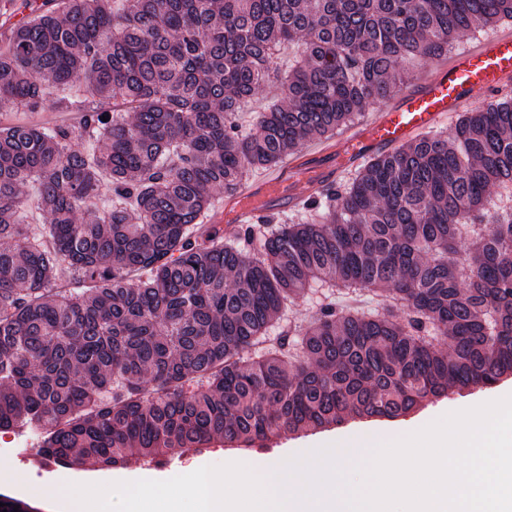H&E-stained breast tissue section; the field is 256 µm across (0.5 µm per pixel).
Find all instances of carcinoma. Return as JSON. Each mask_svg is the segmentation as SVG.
Masks as SVG:
<instances>
[{"instance_id":"obj_1","label":"carcinoma","mask_w":512,"mask_h":512,"mask_svg":"<svg viewBox=\"0 0 512 512\" xmlns=\"http://www.w3.org/2000/svg\"><path fill=\"white\" fill-rule=\"evenodd\" d=\"M42 0L0 53V432L59 466L122 467L393 419L512 377V99L372 158L259 253L195 235L212 194L331 137L512 0ZM301 58L244 135L236 114ZM38 187L52 245L30 238ZM118 205L101 214L93 199ZM66 271L86 283L59 287ZM149 272L145 281L138 272ZM319 292L305 325L287 306ZM377 297L367 313L336 296ZM75 90L76 88H73L71 91L66 90L65 92L54 91L47 95L46 99L48 107L43 112H25L16 108L10 109L9 107L2 105L3 115L2 118H0V127L31 124L43 125L67 120L72 117V114H69V112H63L60 109L50 108L49 105L56 102L64 94L74 95ZM14 110H18L19 112H11Z\"/></svg>"}]
</instances>
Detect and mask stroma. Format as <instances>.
Wrapping results in <instances>:
<instances>
[{"label":"stroma","mask_w":512,"mask_h":512,"mask_svg":"<svg viewBox=\"0 0 512 512\" xmlns=\"http://www.w3.org/2000/svg\"><path fill=\"white\" fill-rule=\"evenodd\" d=\"M512 395V378H506L490 389L464 393L449 392L446 398L429 404L409 415L394 419H349L337 426L299 434H286L266 448L229 449L215 444L200 448L187 455L166 458L164 470L150 468L144 458L129 457L124 467L99 470L85 466L64 468L58 465H38L23 461L20 448H32L37 443L34 431L17 429L13 438L15 447L0 449V499L18 500L29 504L33 512H69L65 501L54 497V489L66 484L113 483L139 479L167 480L192 472L203 466L241 463L253 466L264 460H285L302 455L329 442L348 440L372 431L387 441L413 434L442 416L476 405L482 400H497Z\"/></svg>","instance_id":"1"}]
</instances>
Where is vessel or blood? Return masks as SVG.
<instances>
[{"label": "vessel or blood", "mask_w": 512, "mask_h": 512, "mask_svg": "<svg viewBox=\"0 0 512 512\" xmlns=\"http://www.w3.org/2000/svg\"><path fill=\"white\" fill-rule=\"evenodd\" d=\"M512 85V36L501 35L435 68L421 86L381 107L366 124L346 132L336 147L303 155L274 176L240 187L233 209L209 216L212 224H259L336 186L343 168L390 154L406 141L444 124L454 112L471 107L477 93L493 96Z\"/></svg>", "instance_id": "vessel-or-blood-1"}]
</instances>
